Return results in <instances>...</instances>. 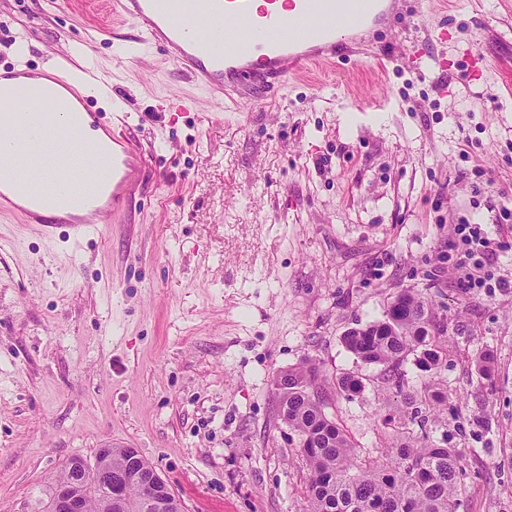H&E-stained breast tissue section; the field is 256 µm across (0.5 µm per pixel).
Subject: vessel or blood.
Masks as SVG:
<instances>
[{"instance_id":"b4317fda","label":"vessel or blood","mask_w":512,"mask_h":512,"mask_svg":"<svg viewBox=\"0 0 512 512\" xmlns=\"http://www.w3.org/2000/svg\"><path fill=\"white\" fill-rule=\"evenodd\" d=\"M400 0H112L113 14L136 25L141 41L162 49L194 84L215 99L237 93L254 100L309 66L332 63L350 41L387 28ZM64 147L42 139L38 126L0 155L4 184L38 187L21 212L49 238H83L105 212L125 210L143 178L139 149L116 137L95 154L93 167L108 170L93 196L65 191L80 183L82 164L61 161Z\"/></svg>"}]
</instances>
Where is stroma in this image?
Instances as JSON below:
<instances>
[{
  "mask_svg": "<svg viewBox=\"0 0 512 512\" xmlns=\"http://www.w3.org/2000/svg\"><path fill=\"white\" fill-rule=\"evenodd\" d=\"M137 34L106 0H0V72L22 35L32 72L93 70L92 108L146 162L130 208L82 240L0 211V512H31L106 445L138 449L184 512H302L272 381L307 356L328 387L362 374L326 411L384 462L402 432L384 417L428 378L409 358L389 386L343 336L403 289L448 325L440 428L464 451L465 512H512V0L404 2L385 55L311 66L255 105L215 106L161 49L129 52ZM461 216L491 240L494 289L448 263Z\"/></svg>",
  "mask_w": 512,
  "mask_h": 512,
  "instance_id": "obj_1",
  "label": "stroma"
}]
</instances>
